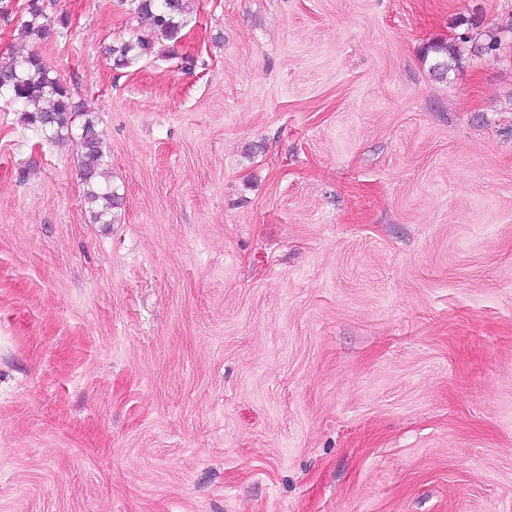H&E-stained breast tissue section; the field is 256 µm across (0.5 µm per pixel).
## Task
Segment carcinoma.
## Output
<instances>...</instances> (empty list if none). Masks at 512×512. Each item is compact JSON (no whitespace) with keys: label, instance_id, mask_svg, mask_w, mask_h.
I'll return each mask as SVG.
<instances>
[{"label":"carcinoma","instance_id":"1","mask_svg":"<svg viewBox=\"0 0 512 512\" xmlns=\"http://www.w3.org/2000/svg\"><path fill=\"white\" fill-rule=\"evenodd\" d=\"M134 13L150 20L151 32L134 40L118 41L106 47V54L118 69L135 64L155 40H176L186 25L187 0H130ZM64 19L52 20L42 0H27L20 35L46 40L60 33ZM433 54L432 74L444 78L458 64L461 54L454 45L434 43L426 48ZM0 98L19 107L23 122L37 134L58 144L71 143L77 149L80 175L86 186L84 201L93 220L112 224L120 196L118 189L102 180L105 153L96 129V119L76 101L69 87L35 53L0 60Z\"/></svg>","mask_w":512,"mask_h":512}]
</instances>
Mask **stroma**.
Instances as JSON below:
<instances>
[{"label":"stroma","mask_w":512,"mask_h":512,"mask_svg":"<svg viewBox=\"0 0 512 512\" xmlns=\"http://www.w3.org/2000/svg\"><path fill=\"white\" fill-rule=\"evenodd\" d=\"M6 3L121 202L0 99V512H512V0H191L126 69V0ZM25 19L21 22L20 35L22 37H34L38 40H46L61 31L56 27L64 28L66 22L63 18L52 21L45 11L42 0H28L25 8ZM432 53L433 62L430 66V71L438 78L448 76V71L458 64L461 54L455 45H448V43L439 42L429 45L426 48L425 56Z\"/></svg>","instance_id":"stroma-1"}]
</instances>
